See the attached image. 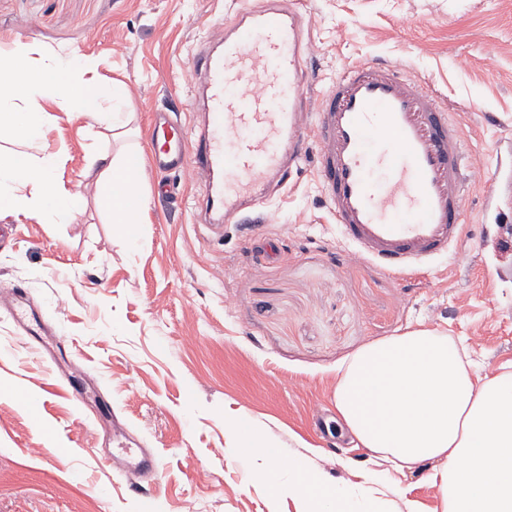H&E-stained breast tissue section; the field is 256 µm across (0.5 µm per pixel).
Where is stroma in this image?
Listing matches in <instances>:
<instances>
[{"mask_svg": "<svg viewBox=\"0 0 512 512\" xmlns=\"http://www.w3.org/2000/svg\"><path fill=\"white\" fill-rule=\"evenodd\" d=\"M251 0H0V48L36 64L78 51L98 84L125 85L126 124L85 128L54 105L58 182L81 189L67 224L0 218V290L23 289L46 335L27 343L0 310V512H297L260 461L241 466L224 424L242 412L279 448L337 485L360 489L374 454L340 436L334 392L365 346L430 329L472 374L512 363V235L473 194L455 256L416 277L353 263L312 162L261 223L197 224L200 182L151 165L158 110L182 123L188 61ZM317 50L312 95L354 61L383 58L430 83L458 120L468 162L512 161V0H308ZM139 149L135 238L112 224L90 152ZM274 245L282 261L266 257ZM67 373L85 393L65 391ZM154 449L146 483L103 459L98 421ZM55 447H48V439ZM433 464L390 472L379 512H441Z\"/></svg>", "mask_w": 512, "mask_h": 512, "instance_id": "obj_1", "label": "stroma"}]
</instances>
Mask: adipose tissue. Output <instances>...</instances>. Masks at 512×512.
<instances>
[{
    "label": "adipose tissue",
    "mask_w": 512,
    "mask_h": 512,
    "mask_svg": "<svg viewBox=\"0 0 512 512\" xmlns=\"http://www.w3.org/2000/svg\"><path fill=\"white\" fill-rule=\"evenodd\" d=\"M72 54L34 66L23 49L0 52V129L23 138L30 152L0 156V216L26 213L46 224L68 223L79 192L55 179L60 155L43 145L51 116L46 102L86 126L106 121L105 104L122 108L123 85L96 87ZM104 186L102 204L127 237H135L140 181L137 153L121 159L91 154ZM335 407L363 447L398 469L436 462L443 512H512V366L474 383L455 345L430 331H411L372 343L345 367ZM224 422L241 456L265 462L262 479L297 500L300 512H368L349 489L332 486L304 464L281 472V454L241 414Z\"/></svg>",
    "instance_id": "obj_1"
}]
</instances>
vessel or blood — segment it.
<instances>
[{"instance_id": "b4317fda", "label": "vessel or blood", "mask_w": 512, "mask_h": 512, "mask_svg": "<svg viewBox=\"0 0 512 512\" xmlns=\"http://www.w3.org/2000/svg\"><path fill=\"white\" fill-rule=\"evenodd\" d=\"M313 52L305 0L236 11L190 61L191 127L155 115L152 165L203 183L197 223L237 224L262 211L315 148L349 261L419 273L459 243L471 194L482 192L492 209L501 184L466 164L460 128L430 85L385 60L355 62L313 99ZM0 308L20 335H31L23 290L0 293ZM121 459L154 480L151 449L126 448Z\"/></svg>"}]
</instances>
